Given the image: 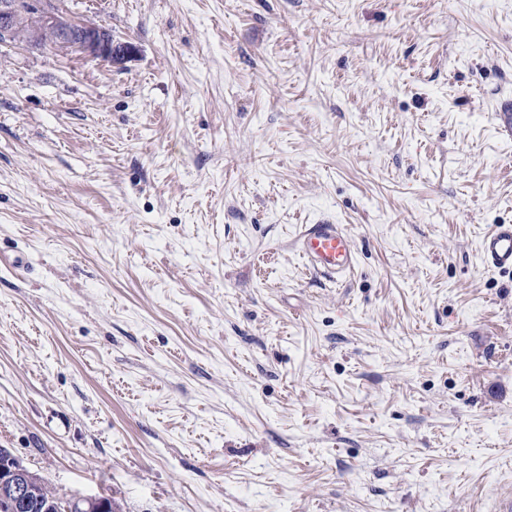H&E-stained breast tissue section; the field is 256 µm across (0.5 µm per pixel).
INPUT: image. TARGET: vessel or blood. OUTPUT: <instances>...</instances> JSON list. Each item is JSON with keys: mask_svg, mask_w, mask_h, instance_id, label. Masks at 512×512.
<instances>
[{"mask_svg": "<svg viewBox=\"0 0 512 512\" xmlns=\"http://www.w3.org/2000/svg\"><path fill=\"white\" fill-rule=\"evenodd\" d=\"M294 246L311 268L332 279L346 276L356 266L352 237L328 217L302 225ZM480 254L487 268L512 272V224L492 225L481 240Z\"/></svg>", "mask_w": 512, "mask_h": 512, "instance_id": "1", "label": "vessel or blood"}]
</instances>
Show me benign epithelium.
<instances>
[{"mask_svg": "<svg viewBox=\"0 0 512 512\" xmlns=\"http://www.w3.org/2000/svg\"><path fill=\"white\" fill-rule=\"evenodd\" d=\"M49 46L59 52H76L89 61L118 62L133 52L127 42L93 23L76 22L57 0H0V47ZM38 478L8 449L0 448V496L17 507L36 496ZM73 512H112L106 497L70 500Z\"/></svg>", "mask_w": 512, "mask_h": 512, "instance_id": "7a95c632", "label": "benign epithelium"}]
</instances>
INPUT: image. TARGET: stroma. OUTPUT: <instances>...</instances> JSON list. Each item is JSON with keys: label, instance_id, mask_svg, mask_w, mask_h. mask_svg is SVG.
<instances>
[{"label": "stroma", "instance_id": "35a3bbf8", "mask_svg": "<svg viewBox=\"0 0 512 512\" xmlns=\"http://www.w3.org/2000/svg\"><path fill=\"white\" fill-rule=\"evenodd\" d=\"M62 5L136 52L0 49V448L123 512H498L512 0ZM294 246L311 268L329 278L346 276L355 269L353 239L332 218L324 217L314 224L302 225ZM483 264L491 270L512 272V224H494L480 243Z\"/></svg>", "mask_w": 512, "mask_h": 512}]
</instances>
